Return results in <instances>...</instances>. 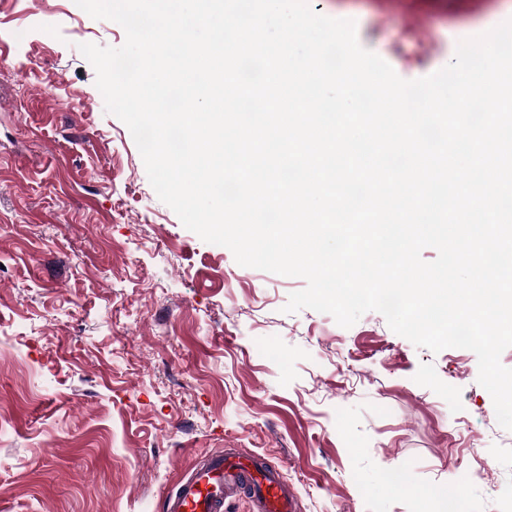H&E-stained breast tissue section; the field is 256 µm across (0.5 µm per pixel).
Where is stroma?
<instances>
[{
    "mask_svg": "<svg viewBox=\"0 0 512 512\" xmlns=\"http://www.w3.org/2000/svg\"><path fill=\"white\" fill-rule=\"evenodd\" d=\"M337 7L409 80L453 58L449 30L512 19V0L382 18L312 0ZM80 30L126 39L74 0H0V512H164L221 449L278 467L299 512H425L446 486L456 512H512V431L476 354L416 347L375 311L285 312L303 278L240 266L157 197Z\"/></svg>",
    "mask_w": 512,
    "mask_h": 512,
    "instance_id": "1",
    "label": "stroma"
}]
</instances>
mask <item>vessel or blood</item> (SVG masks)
<instances>
[{
  "label": "vessel or blood",
  "instance_id": "obj_1",
  "mask_svg": "<svg viewBox=\"0 0 512 512\" xmlns=\"http://www.w3.org/2000/svg\"><path fill=\"white\" fill-rule=\"evenodd\" d=\"M248 492L254 512H297L294 499L278 472L258 456L210 454L192 468L165 501V512H224L226 501Z\"/></svg>",
  "mask_w": 512,
  "mask_h": 512
}]
</instances>
